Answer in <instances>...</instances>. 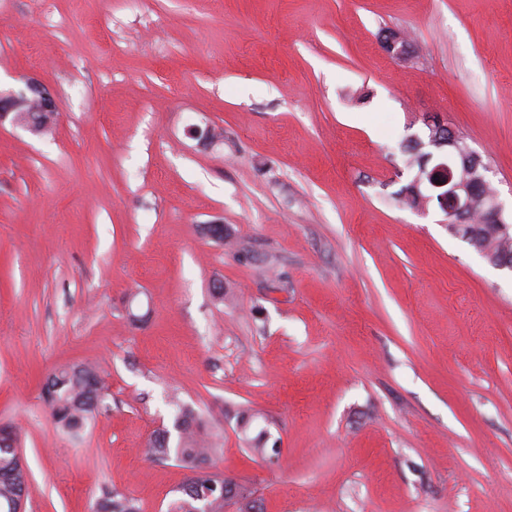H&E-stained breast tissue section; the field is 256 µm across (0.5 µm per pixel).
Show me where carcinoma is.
Wrapping results in <instances>:
<instances>
[{
	"mask_svg": "<svg viewBox=\"0 0 512 512\" xmlns=\"http://www.w3.org/2000/svg\"><path fill=\"white\" fill-rule=\"evenodd\" d=\"M396 201L412 209L430 204L426 196L417 195L412 184H407L396 193ZM484 201L474 208L468 226L472 230L474 250L485 252L487 258L499 256L503 250L512 253V229L499 232L495 225L484 223ZM44 403L49 408L55 424L63 431L77 434L84 429L86 421L107 409L106 394L95 369L88 365L62 367L43 383ZM177 440L171 441L170 431L152 435L148 442L149 456L158 462L173 460L195 474L188 479L168 506V512H197L202 494H208L212 512H224L230 500L245 502L254 509L255 490L224 476L203 471V466L221 452L219 443L211 440L208 422L198 413L181 408L174 420ZM28 473L19 466L16 454L10 446L0 444V512H12L15 501L25 495ZM95 512H139L136 500L117 492L105 491L95 506Z\"/></svg>",
	"mask_w": 512,
	"mask_h": 512,
	"instance_id": "1",
	"label": "carcinoma"
}]
</instances>
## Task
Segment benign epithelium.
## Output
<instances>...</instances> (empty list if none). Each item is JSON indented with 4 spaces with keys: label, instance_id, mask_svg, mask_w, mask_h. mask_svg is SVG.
<instances>
[{
    "label": "benign epithelium",
    "instance_id": "1",
    "mask_svg": "<svg viewBox=\"0 0 512 512\" xmlns=\"http://www.w3.org/2000/svg\"><path fill=\"white\" fill-rule=\"evenodd\" d=\"M384 45L386 52L395 58H404L410 53V47L397 36L389 38ZM54 112V99L34 81L26 82L24 90L0 94V123L8 119L13 125L36 134L43 130L45 117L54 116ZM424 124L427 140L418 136L409 138V143L417 149H426L421 170L414 179L415 191L431 190V198L437 201L440 210L456 217L454 236L467 243L472 233L466 227V221L475 206L476 187L487 183L489 167L477 152L460 142L455 132L436 117L425 118ZM462 162L473 167L474 178L456 176L455 170ZM486 220L506 230L507 220L499 197H493L488 203Z\"/></svg>",
    "mask_w": 512,
    "mask_h": 512
}]
</instances>
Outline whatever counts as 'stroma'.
<instances>
[{"mask_svg":"<svg viewBox=\"0 0 512 512\" xmlns=\"http://www.w3.org/2000/svg\"><path fill=\"white\" fill-rule=\"evenodd\" d=\"M29 80L50 132L0 127L25 512L107 490L167 512L188 472L146 445L173 393L261 512H512V273L392 202L432 114L512 212V0H0V91ZM84 362L109 409L74 437L40 392ZM263 429L276 462L248 449Z\"/></svg>","mask_w":512,"mask_h":512,"instance_id":"35a3bbf8","label":"stroma"}]
</instances>
